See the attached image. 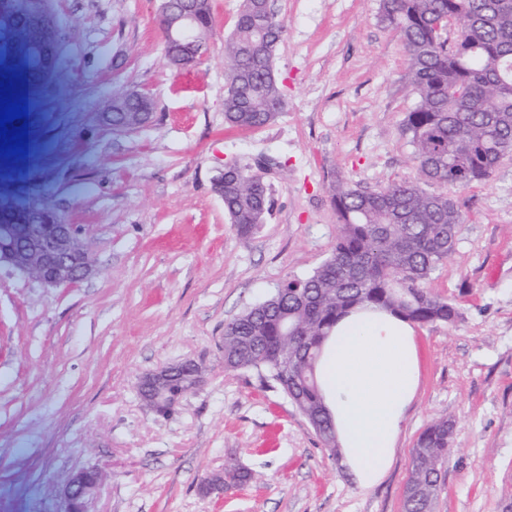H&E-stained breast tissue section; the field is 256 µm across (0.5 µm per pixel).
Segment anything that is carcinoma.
<instances>
[{
  "label": "carcinoma",
  "instance_id": "obj_1",
  "mask_svg": "<svg viewBox=\"0 0 512 512\" xmlns=\"http://www.w3.org/2000/svg\"><path fill=\"white\" fill-rule=\"evenodd\" d=\"M48 0H0V49L15 81L27 91L48 80L43 51L61 33L47 19L19 30L16 14L47 15ZM263 0H242L225 44L224 123L230 128L270 125L284 105L273 69L279 40L262 35ZM459 21L462 50L438 42L437 27ZM380 17L408 57L416 95L402 134L412 147L417 177L370 189L345 180L332 188L336 239L312 273L288 276L268 298L224 324V371L248 370L280 389L305 416L324 446L338 452L323 403L316 364L341 317L377 308L412 324H451L456 305L429 289L435 270L455 249L464 218L454 193L489 179L512 154V0H380ZM233 162L224 173V210L240 235L250 237L270 214V187L256 168ZM438 183L436 193L425 185ZM454 422L431 423L412 450L405 512H433L436 491L452 452Z\"/></svg>",
  "mask_w": 512,
  "mask_h": 512
}]
</instances>
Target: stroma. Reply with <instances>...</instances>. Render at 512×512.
Here are the masks:
<instances>
[{"instance_id": "1", "label": "stroma", "mask_w": 512, "mask_h": 512, "mask_svg": "<svg viewBox=\"0 0 512 512\" xmlns=\"http://www.w3.org/2000/svg\"><path fill=\"white\" fill-rule=\"evenodd\" d=\"M208 50L172 65L161 0H51L57 67L28 98V154L0 156V197L53 209L82 234L92 274L48 288L0 267V512H62L70 477L104 474L92 512H402L411 453L435 419L455 426L434 512L512 503V157L457 192L455 250L430 282L455 323L417 326L421 378L392 465L355 483L306 418L253 372L224 369V325L287 276L311 273L336 237L331 187L409 180L401 133L416 103L403 46L379 0H273L286 32L284 106L252 131L224 123V37L240 0H211ZM148 93L152 115L108 128L115 98ZM273 213L241 236L214 181L258 156ZM185 359L201 387L160 414L141 375ZM228 465L255 479L207 495Z\"/></svg>"}]
</instances>
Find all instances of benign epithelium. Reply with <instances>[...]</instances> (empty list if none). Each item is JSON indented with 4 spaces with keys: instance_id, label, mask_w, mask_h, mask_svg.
<instances>
[{
    "instance_id": "obj_1",
    "label": "benign epithelium",
    "mask_w": 512,
    "mask_h": 512,
    "mask_svg": "<svg viewBox=\"0 0 512 512\" xmlns=\"http://www.w3.org/2000/svg\"><path fill=\"white\" fill-rule=\"evenodd\" d=\"M160 20L169 26L173 64L187 66L182 60L187 38L198 26V7L195 4L177 5L174 0H163ZM133 105L141 119L152 109L151 99L136 93L116 99L111 111L105 112V124L113 125V117L127 105ZM53 210L39 204L28 203L15 209V218L8 230L0 232V265L8 264L33 275L43 285L55 287L74 284L93 270V260L81 243L79 233L72 224L51 217ZM199 386L204 380L203 368L192 359L161 367L145 374L140 383L142 399L156 412L165 414L188 394L185 379ZM100 482L99 472L82 469L69 481L65 492L63 512H90L88 504L96 494Z\"/></svg>"
}]
</instances>
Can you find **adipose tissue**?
<instances>
[{
	"label": "adipose tissue",
	"mask_w": 512,
	"mask_h": 512,
	"mask_svg": "<svg viewBox=\"0 0 512 512\" xmlns=\"http://www.w3.org/2000/svg\"><path fill=\"white\" fill-rule=\"evenodd\" d=\"M339 450L357 484L376 485L391 466L420 379L414 326L383 310L340 320L317 366Z\"/></svg>",
	"instance_id": "ef3b65f1"
}]
</instances>
